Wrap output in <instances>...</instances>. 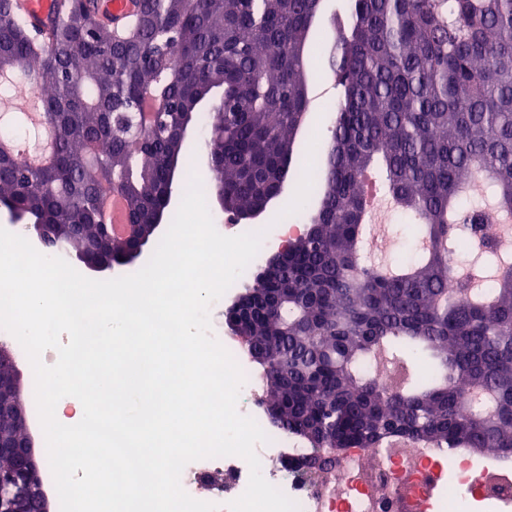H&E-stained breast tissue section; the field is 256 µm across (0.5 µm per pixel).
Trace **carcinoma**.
Listing matches in <instances>:
<instances>
[{"label":"carcinoma","instance_id":"1","mask_svg":"<svg viewBox=\"0 0 512 512\" xmlns=\"http://www.w3.org/2000/svg\"><path fill=\"white\" fill-rule=\"evenodd\" d=\"M320 0H142L123 27L101 0H59L35 31L0 0V93L30 87L52 119L48 168L0 158V200L47 225L52 248L118 257L98 200L121 195L143 225L168 203L167 164L182 156L177 113L209 118L210 194L232 210L280 197L304 164L309 78L340 87L307 230L265 264L225 312L260 367L271 423L326 464L325 448L396 437L512 455V255L484 226L512 215V0H348L336 40L315 41ZM171 111L142 112L150 94ZM378 169L393 209L428 246L387 275L366 255L373 224L362 177ZM469 268H448V241ZM373 363L398 381L381 386ZM472 410L463 415L458 398Z\"/></svg>","mask_w":512,"mask_h":512}]
</instances>
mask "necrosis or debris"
<instances>
[{
	"label": "necrosis or debris",
	"instance_id": "necrosis-or-debris-1",
	"mask_svg": "<svg viewBox=\"0 0 512 512\" xmlns=\"http://www.w3.org/2000/svg\"><path fill=\"white\" fill-rule=\"evenodd\" d=\"M258 445L263 477L298 505L299 512H458L467 497L496 504L512 502V457L480 467L467 453H447L413 440L389 441L381 448H343L325 470L310 471L306 451L280 430L268 429ZM222 470L224 483L211 485ZM250 469L237 456L189 463L181 474L193 498L227 505L247 488Z\"/></svg>",
	"mask_w": 512,
	"mask_h": 512
}]
</instances>
